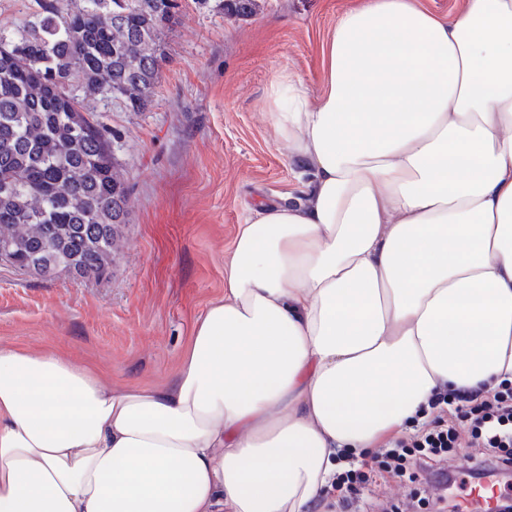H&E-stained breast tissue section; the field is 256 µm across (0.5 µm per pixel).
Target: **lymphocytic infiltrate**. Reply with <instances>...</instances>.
<instances>
[{
  "mask_svg": "<svg viewBox=\"0 0 512 512\" xmlns=\"http://www.w3.org/2000/svg\"><path fill=\"white\" fill-rule=\"evenodd\" d=\"M431 404L437 407V414L423 422L410 439L383 449L381 466L337 470L332 484L338 494L336 507L349 512L365 489L375 483L378 468L403 477L409 463L426 471L464 446L484 451L475 461L470 478L479 480L512 469V385L504 383L483 393H440Z\"/></svg>",
  "mask_w": 512,
  "mask_h": 512,
  "instance_id": "1",
  "label": "lymphocytic infiltrate"
}]
</instances>
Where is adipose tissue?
Segmentation results:
<instances>
[{
	"mask_svg": "<svg viewBox=\"0 0 512 512\" xmlns=\"http://www.w3.org/2000/svg\"><path fill=\"white\" fill-rule=\"evenodd\" d=\"M266 110L301 195L239 225L173 380L0 347V512H310L336 454L512 381V0H364Z\"/></svg>",
	"mask_w": 512,
	"mask_h": 512,
	"instance_id": "adipose-tissue-1",
	"label": "adipose tissue"
}]
</instances>
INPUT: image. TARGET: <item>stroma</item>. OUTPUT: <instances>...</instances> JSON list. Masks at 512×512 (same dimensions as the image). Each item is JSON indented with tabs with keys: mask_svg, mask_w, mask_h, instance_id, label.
I'll use <instances>...</instances> for the list:
<instances>
[{
	"mask_svg": "<svg viewBox=\"0 0 512 512\" xmlns=\"http://www.w3.org/2000/svg\"><path fill=\"white\" fill-rule=\"evenodd\" d=\"M148 106L89 100L128 187L127 224L107 277L22 276L0 264V346H54L113 384L169 378L193 327L224 294V260L253 209L297 194L300 168L265 112L284 71L320 93L321 43L360 0H257L248 16L178 0ZM472 501L469 484L378 479L368 512H434Z\"/></svg>",
	"mask_w": 512,
	"mask_h": 512,
	"instance_id": "obj_1",
	"label": "stroma"
}]
</instances>
